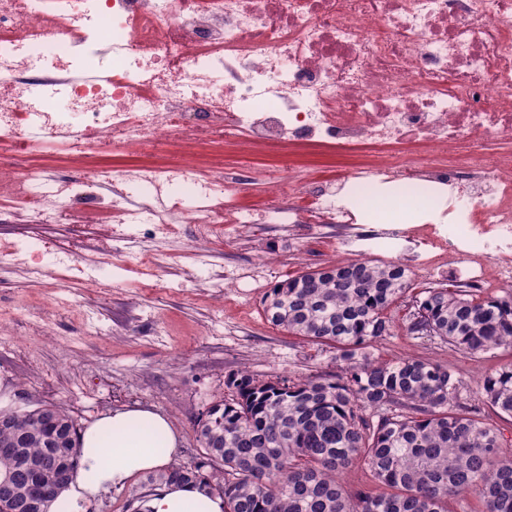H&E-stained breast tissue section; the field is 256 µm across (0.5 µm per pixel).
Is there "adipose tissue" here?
Listing matches in <instances>:
<instances>
[{"mask_svg": "<svg viewBox=\"0 0 512 512\" xmlns=\"http://www.w3.org/2000/svg\"><path fill=\"white\" fill-rule=\"evenodd\" d=\"M179 444L160 412L138 408L102 416L80 435V466L51 512H79L102 493L169 466ZM143 512H224L221 497L193 486L170 484L150 492Z\"/></svg>", "mask_w": 512, "mask_h": 512, "instance_id": "1", "label": "adipose tissue"}]
</instances>
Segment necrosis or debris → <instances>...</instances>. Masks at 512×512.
I'll return each mask as SVG.
<instances>
[{
	"instance_id": "necrosis-or-debris-1",
	"label": "necrosis or debris",
	"mask_w": 512,
	"mask_h": 512,
	"mask_svg": "<svg viewBox=\"0 0 512 512\" xmlns=\"http://www.w3.org/2000/svg\"><path fill=\"white\" fill-rule=\"evenodd\" d=\"M512 0H0V212L67 223L78 207L115 224L107 256L139 226L210 241L225 225L355 224L361 193L393 188L418 227H366L362 241L419 250L418 276L457 256L467 287L512 285ZM290 142L370 146L343 173L285 168L261 205L237 178L193 163L86 166L59 180L37 153L93 159L119 147L193 154ZM0 263L34 280H85L71 245L16 243Z\"/></svg>"
}]
</instances>
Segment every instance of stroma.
Wrapping results in <instances>:
<instances>
[{"instance_id": "obj_1", "label": "stroma", "mask_w": 512, "mask_h": 512, "mask_svg": "<svg viewBox=\"0 0 512 512\" xmlns=\"http://www.w3.org/2000/svg\"><path fill=\"white\" fill-rule=\"evenodd\" d=\"M101 223L92 224L74 260L103 268L116 284L100 293L89 284L30 279L18 266L0 263V394L8 408L52 403L66 408L80 426L116 410L149 407L165 414L178 434L175 459L190 460L198 446L197 424L206 408L229 397L225 381L245 369L260 379L301 378L339 371L333 348L288 335L273 326L263 301L277 283L304 270L356 257L375 262L415 259L384 245L355 241L354 227L319 225L299 234L294 224L224 227L210 242L184 235L173 246L140 240L157 259L161 287H142V275L121 262L102 264ZM354 246H347V239ZM66 224H38L0 217V243L67 242ZM243 274L241 287L220 288L225 272ZM449 269L411 276L410 288L389 311L393 335L371 345V358L405 355L437 360L457 369L468 406L485 411L480 381L512 361V351L462 353L438 337L410 332L416 296L428 288H458Z\"/></svg>"}]
</instances>
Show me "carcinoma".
I'll use <instances>...</instances> for the list:
<instances>
[{
  "mask_svg": "<svg viewBox=\"0 0 512 512\" xmlns=\"http://www.w3.org/2000/svg\"><path fill=\"white\" fill-rule=\"evenodd\" d=\"M407 269L355 261L309 269L276 284L264 314L289 334L336 349L335 375L259 380L247 370L227 382L232 398L211 405L197 426V454L147 478V485L193 484L224 498V512H453L475 497L483 512H512V456L494 418L512 420V362L484 376L491 411L461 401L462 382L438 361L402 356L372 360L365 348L393 335L389 309L408 291ZM409 330L428 333L468 354L512 349V292L481 298L467 290L430 288ZM43 425L36 409L11 412L0 424V478L24 471L51 487L40 512L79 464V429L57 409ZM361 461L384 487L347 489L341 474ZM34 485V486H36ZM34 486L12 485L17 497Z\"/></svg>",
  "mask_w": 512,
  "mask_h": 512,
  "instance_id": "carcinoma-1",
  "label": "carcinoma"
}]
</instances>
